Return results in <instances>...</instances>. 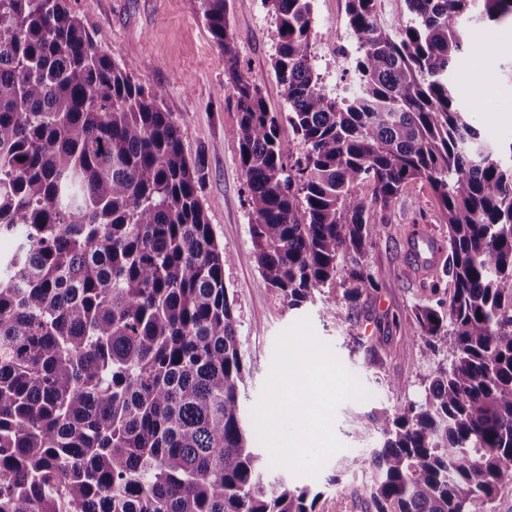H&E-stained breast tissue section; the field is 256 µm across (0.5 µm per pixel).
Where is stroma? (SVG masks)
<instances>
[{
	"label": "stroma",
	"mask_w": 512,
	"mask_h": 512,
	"mask_svg": "<svg viewBox=\"0 0 512 512\" xmlns=\"http://www.w3.org/2000/svg\"><path fill=\"white\" fill-rule=\"evenodd\" d=\"M111 57L134 50L133 75L144 87L162 89L164 106L180 128L189 157H201L205 180L200 196L219 243L235 254L224 269L234 300L238 339L249 375L241 394L251 410L269 374L277 336L302 318L314 335L329 343L344 368L368 396L341 404L333 432L342 443L317 475L271 469L294 485L319 491L316 512H374L368 489L374 474L349 466L351 456L379 447L381 437L372 413L382 407H404L421 401L441 354L419 336L415 312L430 297V276L415 275L410 238L427 226L440 240L448 229L439 222L438 200L423 182L410 184L386 208L371 211L377 235L366 262L378 286L358 308H349L337 288H326L313 301L289 307L276 290L263 287L252 254L253 220L231 131L238 113L224 75V55L214 43L200 0H71ZM234 45L243 74L262 91L273 112L286 111L273 69L277 44L275 15L262 0H226ZM316 68L328 89L340 92L351 76L336 50H355L357 39L347 24L346 0H314ZM462 71L480 60L481 99L470 124L490 143L512 141V23L480 25L469 40Z\"/></svg>",
	"instance_id": "stroma-1"
}]
</instances>
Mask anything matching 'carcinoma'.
<instances>
[{"instance_id": "carcinoma-1", "label": "carcinoma", "mask_w": 512, "mask_h": 512, "mask_svg": "<svg viewBox=\"0 0 512 512\" xmlns=\"http://www.w3.org/2000/svg\"><path fill=\"white\" fill-rule=\"evenodd\" d=\"M263 2L286 113L242 73L226 0H200L236 99L261 285L298 307L337 284L356 305L377 285L371 210L430 185L449 251L415 319L444 363L419 404L373 414L381 446L352 465L374 471L375 512H469L512 481V142L480 137L452 73L468 24L512 22V0H405L391 33L376 0H347L344 95L316 70L312 0ZM132 70L71 0H0V237L15 242L0 255V512H315L249 446L234 254L201 160Z\"/></svg>"}]
</instances>
